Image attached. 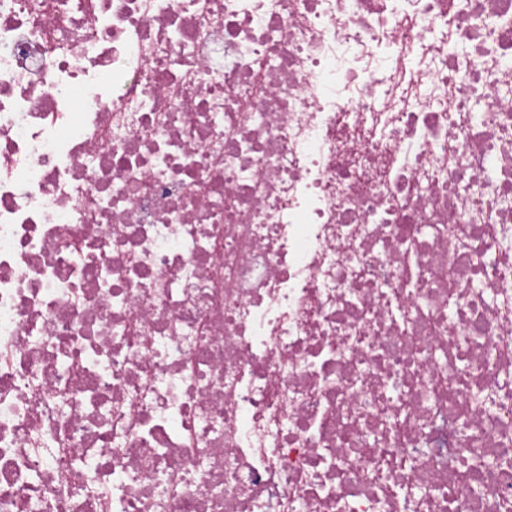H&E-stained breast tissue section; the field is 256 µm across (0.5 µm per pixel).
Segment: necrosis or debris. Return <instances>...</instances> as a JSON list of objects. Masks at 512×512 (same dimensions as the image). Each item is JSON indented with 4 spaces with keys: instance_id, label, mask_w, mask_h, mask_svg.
Here are the masks:
<instances>
[{
    "instance_id": "1",
    "label": "necrosis or debris",
    "mask_w": 512,
    "mask_h": 512,
    "mask_svg": "<svg viewBox=\"0 0 512 512\" xmlns=\"http://www.w3.org/2000/svg\"><path fill=\"white\" fill-rule=\"evenodd\" d=\"M0 512H512V0H0Z\"/></svg>"
}]
</instances>
